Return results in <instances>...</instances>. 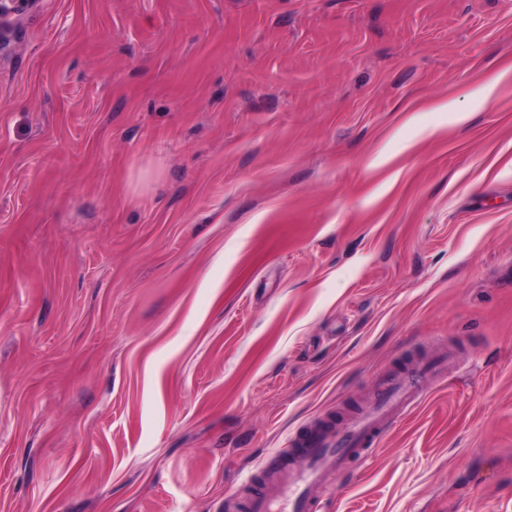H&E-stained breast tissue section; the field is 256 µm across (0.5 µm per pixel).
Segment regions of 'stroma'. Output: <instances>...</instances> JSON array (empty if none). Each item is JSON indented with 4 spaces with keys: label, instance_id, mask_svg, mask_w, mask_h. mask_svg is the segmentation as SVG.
<instances>
[{
    "label": "stroma",
    "instance_id": "35a3bbf8",
    "mask_svg": "<svg viewBox=\"0 0 512 512\" xmlns=\"http://www.w3.org/2000/svg\"><path fill=\"white\" fill-rule=\"evenodd\" d=\"M0 26V512H242L440 355L312 512H512V0Z\"/></svg>",
    "mask_w": 512,
    "mask_h": 512
}]
</instances>
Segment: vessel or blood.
I'll return each instance as SVG.
<instances>
[{
  "mask_svg": "<svg viewBox=\"0 0 512 512\" xmlns=\"http://www.w3.org/2000/svg\"><path fill=\"white\" fill-rule=\"evenodd\" d=\"M423 388L414 376L386 380L378 397L343 428L324 425L313 429L299 444L292 461L274 459L262 471L275 488L248 503L249 512H310L325 473L345 467L361 448L377 442L380 432L420 401Z\"/></svg>",
  "mask_w": 512,
  "mask_h": 512,
  "instance_id": "vessel-or-blood-1",
  "label": "vessel or blood"
}]
</instances>
